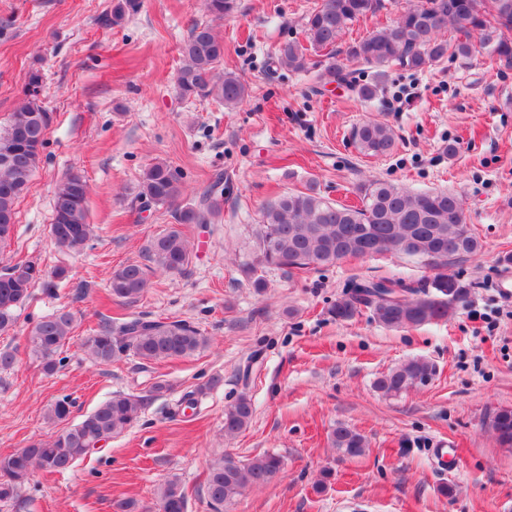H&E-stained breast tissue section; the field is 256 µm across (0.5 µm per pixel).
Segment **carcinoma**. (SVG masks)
Returning a JSON list of instances; mask_svg holds the SVG:
<instances>
[{"instance_id": "obj_1", "label": "carcinoma", "mask_w": 512, "mask_h": 512, "mask_svg": "<svg viewBox=\"0 0 512 512\" xmlns=\"http://www.w3.org/2000/svg\"><path fill=\"white\" fill-rule=\"evenodd\" d=\"M202 6L216 20L233 13L238 4L237 0H202ZM381 8L383 0H317L305 17L303 39L283 42L275 63L293 72H306L311 57L324 52L328 64L319 75L320 82L353 83L351 73L338 60L339 41L349 24L372 19ZM448 29L456 33L451 43L440 36ZM481 50L512 66V0H417L391 24L349 46L346 56L376 68L396 64L418 71L450 54L466 60ZM181 55L175 77L181 98H210L229 110L243 102L246 84L233 73L218 71L224 60V40L210 23L192 25ZM43 83L41 70L28 72L22 97L7 123L0 126V225H5L0 228V249L13 239L18 204L30 190L46 144L51 116L41 105ZM351 139L360 153L370 157L387 156L396 146L392 127L379 121L353 127ZM181 179L180 170L163 161L146 165L140 174L138 197L147 206L172 209L174 224L150 241L147 262H129L112 272L110 293L123 304L140 299L150 274L185 273L191 263V244L181 225L211 224L222 210V175L215 177L197 203L186 205L180 202ZM357 192L359 205L337 204L311 183L303 191L289 192L268 203L255 228L256 258L250 265L253 287L258 291L265 288L260 269L276 267L291 274L331 266L347 257L367 258L372 256L368 247L375 242L386 254L422 263L429 254L442 251L445 262L433 267L431 289L400 279L353 278L330 312L336 320L348 321L364 307L388 329L448 320L463 295L454 278L448 277V262L482 249L467 224L461 197L449 190L415 193L381 181L361 184ZM52 213L49 233L59 253L68 255L91 239L94 228L88 222V183L82 173L70 172L59 184ZM68 276L69 268L63 262L49 271L34 260L0 269V330L15 324L18 309L31 298L36 284L50 289L54 281ZM74 328L75 317L61 310L29 329L27 348L46 373L57 369L59 354ZM206 343L200 330L186 321L139 316L107 320L86 339L83 348L91 359L102 363L129 352L152 362L190 356ZM435 373L432 362L409 359L381 374L375 388L386 396H397L430 381ZM150 400L149 395L116 393L79 423L0 455V500L17 496L34 473L67 470L87 456L94 444L124 433L139 420ZM72 408L70 398L57 399L47 407L44 418L59 425L69 420ZM252 416V399L242 393L224 410V436L234 438ZM489 426L501 447L512 448V408L495 410ZM329 439L346 458L359 457L367 448L365 436L344 424L336 425ZM283 466L281 456L270 453L245 464L232 460L226 466L222 458L214 461L205 485L211 508L218 512L247 488L272 482ZM156 499L158 512H187V498L176 475L158 488Z\"/></svg>"}]
</instances>
